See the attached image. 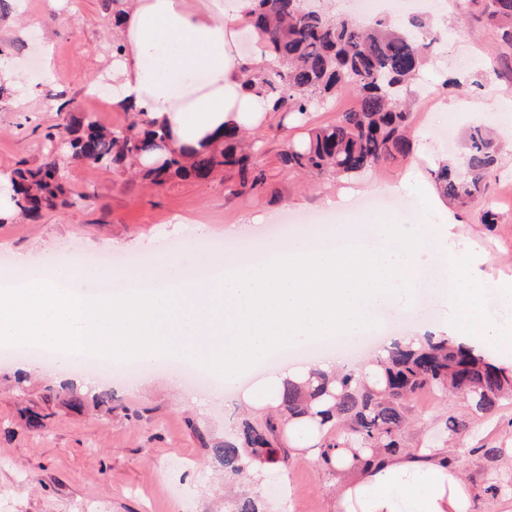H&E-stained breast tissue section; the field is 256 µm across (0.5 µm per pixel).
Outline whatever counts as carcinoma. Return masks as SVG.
<instances>
[{
	"mask_svg": "<svg viewBox=\"0 0 512 512\" xmlns=\"http://www.w3.org/2000/svg\"><path fill=\"white\" fill-rule=\"evenodd\" d=\"M482 13L512 46V0H483ZM249 24L261 35L273 63L246 73V83H259L273 98V112L304 116L351 92L358 106L338 113L336 120L308 129L287 143L281 163L320 181L331 175L357 174L410 152L404 134L411 112L400 103L402 88L415 79L429 42L411 28L393 29L377 20L360 24L348 17H329L307 9L302 0H255ZM66 112L55 131L46 134L43 162L16 168L18 217L36 219L45 210L69 205L71 191L60 173V139L72 157L136 170L156 187L171 178L209 182L219 169L236 175L240 191H255L266 181L256 167L247 138L225 137L224 146L197 155L190 163L166 154V132L146 137L139 122L107 128L81 114L74 99L64 100ZM496 160L492 139L479 127L470 130L462 166L450 162L430 172L437 190L467 205L486 190ZM428 389L441 396L461 397L476 413H489L512 395V371L496 366L472 348L428 334L417 342L395 340L378 357L372 383L353 372L330 377L314 371L303 381L284 384L281 408L287 416L269 414L262 421L242 420L237 440L211 448L224 472L239 475L247 466L270 469L286 463V451L275 447L286 420L314 413L321 423L336 427V438L325 443L320 463L333 468L332 451L353 449V460L367 464L379 454L403 452L407 402ZM230 512H261L260 501L244 496Z\"/></svg>",
	"mask_w": 512,
	"mask_h": 512,
	"instance_id": "obj_1",
	"label": "carcinoma"
}]
</instances>
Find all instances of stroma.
I'll list each match as a JSON object with an SVG mask.
<instances>
[{"label":"stroma","instance_id":"obj_1","mask_svg":"<svg viewBox=\"0 0 512 512\" xmlns=\"http://www.w3.org/2000/svg\"><path fill=\"white\" fill-rule=\"evenodd\" d=\"M447 30L430 48L417 81L406 93L411 110L412 152L356 175L311 182L282 167L286 142L308 127L334 121L354 109L355 95L308 114L306 122L272 119L256 129V161L267 175L257 193L235 194L233 180L205 183L172 179L153 188L119 169L62 157L61 173L73 205L48 211L35 221L0 224V266L23 252L31 260L60 253L109 252L144 258L162 240L182 252L204 249L205 239L185 226L203 224L213 239L225 225L245 215L261 216V229L306 215L325 224H350L365 216L377 224L394 220L430 224L455 220L454 232L477 255L476 276L487 288L512 280V118L503 110L512 98V47L484 19L472 0H439ZM112 17L102 0H11L0 13V63L19 71L21 85L0 104V170L17 164L34 168L43 160V135L61 122L58 92L76 99L86 116L112 128L127 125L128 112L99 103L89 87L111 64ZM432 104H425L423 87ZM494 130L498 146L486 198L467 206L448 203L445 211H423L414 202L430 185V171L443 157H458L470 127ZM405 184L406 196L387 206L359 208L349 195L340 208L323 211L319 199L356 184ZM497 221H481L484 209ZM16 360L0 361V512H224L242 488L240 477L225 475L211 454L212 444L233 439L243 412L227 398L196 412L192 389L174 385L164 373L143 390L119 387L111 404H97L99 388L80 391L81 409L68 404L64 376L29 377L17 382ZM411 424L403 447L444 448L464 473L472 512H512V399L487 414L472 412L459 398L424 391L409 404ZM37 414L40 428L28 426ZM462 417L467 431L449 433V417ZM278 492L255 486L263 512H332L338 476L303 452L289 449L275 469ZM499 486L498 495L488 492Z\"/></svg>","mask_w":512,"mask_h":512}]
</instances>
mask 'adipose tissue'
Wrapping results in <instances>:
<instances>
[{"instance_id":"obj_1","label":"adipose tissue","mask_w":512,"mask_h":512,"mask_svg":"<svg viewBox=\"0 0 512 512\" xmlns=\"http://www.w3.org/2000/svg\"><path fill=\"white\" fill-rule=\"evenodd\" d=\"M253 0H130L112 61V104L146 116L142 133L165 129L169 151L183 157L224 143L271 119V100L246 86L238 42L249 30ZM342 354L275 367L258 390L278 408L287 380L311 371L346 372ZM471 490L458 466L434 449L350 467L336 491V512H470Z\"/></svg>"}]
</instances>
